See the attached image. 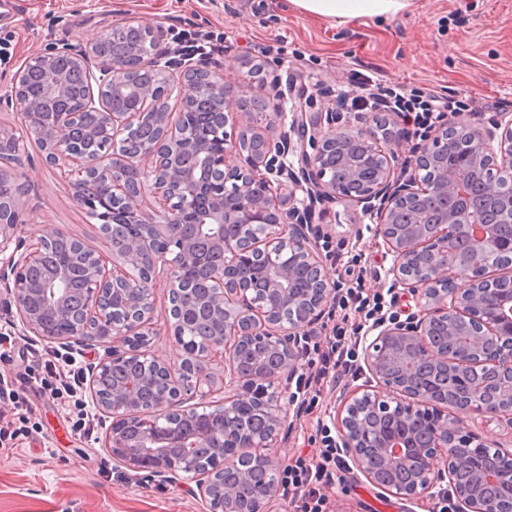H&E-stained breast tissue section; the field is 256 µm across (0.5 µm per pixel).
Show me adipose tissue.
Returning <instances> with one entry per match:
<instances>
[{
  "label": "adipose tissue",
  "mask_w": 512,
  "mask_h": 512,
  "mask_svg": "<svg viewBox=\"0 0 512 512\" xmlns=\"http://www.w3.org/2000/svg\"><path fill=\"white\" fill-rule=\"evenodd\" d=\"M302 13L331 22L373 20L397 15L411 0H288Z\"/></svg>",
  "instance_id": "obj_1"
}]
</instances>
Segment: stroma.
<instances>
[{
  "label": "stroma",
  "mask_w": 512,
  "mask_h": 512,
  "mask_svg": "<svg viewBox=\"0 0 512 512\" xmlns=\"http://www.w3.org/2000/svg\"><path fill=\"white\" fill-rule=\"evenodd\" d=\"M136 18L158 28L157 46L195 34L222 37L217 66L236 93L251 58L266 64L270 92L304 93L309 111H331L337 94H359V75L390 88L414 89L457 102L462 120L482 126L497 112L512 113V0H412L391 19L353 20L339 26L305 15L285 0H12L0 13V95L27 55L47 41L82 46L112 23ZM25 241L63 229L94 250L104 244L96 220L74 198L70 183L47 166L35 140L25 142L20 168ZM370 219L353 201L332 204L322 230L331 257L327 273L340 288L365 296L385 294L390 262ZM15 308L0 287V331L8 333L11 361L0 360V378L20 383L31 362L34 339L14 327ZM369 374L358 371L324 386L313 406L301 404L302 384L287 434L272 448L281 460L320 457L335 436L333 417L353 393L364 392ZM28 420L8 415L14 437L0 439V512H201L187 487L116 468L111 480L97 473L111 461L102 430L92 439L73 427L76 408L39 390L26 392ZM415 502L382 494L355 467L329 492L328 512H437L447 492Z\"/></svg>",
  "instance_id": "1"
}]
</instances>
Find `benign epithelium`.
Returning a JSON list of instances; mask_svg holds the SVG:
<instances>
[{
  "label": "benign epithelium",
  "mask_w": 512,
  "mask_h": 512,
  "mask_svg": "<svg viewBox=\"0 0 512 512\" xmlns=\"http://www.w3.org/2000/svg\"><path fill=\"white\" fill-rule=\"evenodd\" d=\"M130 31L145 38L130 49L144 81L110 50ZM108 34L79 49L51 42L28 55L7 94L20 126H0V146H11L0 151L10 157L0 185L20 180L24 136L35 137L77 203L99 216L106 251L83 249L79 296L66 265L34 289L29 274L50 245L76 249L81 241L58 231L23 242L21 201L12 197L0 204V282L8 284L23 334L52 346H107L89 394L110 420L103 447L113 464L195 484L202 512H272L282 499L283 463L266 449L288 432L294 340L313 335L336 300L315 211L348 198L374 220L391 257L390 289H407L414 311L379 318L360 337L377 388L346 401L334 446L374 487L401 499L424 498L446 482L453 512H488L486 485L503 482L512 494V472L487 467L456 444L465 435L486 447L467 431L472 415L512 423V262L498 277L475 272L491 255L512 258V235L499 230L512 223V114L499 112L485 127L453 113L430 115L411 132L416 143L399 178L400 115L361 113L338 133L340 115L306 111L301 93L291 103L281 95L267 110L265 84L253 69L235 99L219 69L174 72L145 51L155 43L150 23L126 19ZM172 82L189 89L180 111L210 103L224 132L221 149L169 111ZM383 121L397 127L385 140L377 134ZM459 134L462 143L448 144ZM230 156L237 164H227ZM431 168L433 176L422 179ZM148 187L158 199L151 212L143 207ZM113 224L127 227L120 241ZM461 232L473 248L469 267L450 258ZM136 264L145 266L139 279L129 273ZM201 265L209 284L203 298L186 282ZM448 280L462 284L436 288ZM158 288L168 291V333L182 351L176 362L149 349ZM187 306L209 315L194 344L177 316ZM467 319L477 325L461 336L456 325ZM189 374L194 388L222 376L224 399L205 415L206 393L184 386ZM251 410L263 417L259 432L241 422ZM200 444L215 449L206 462L192 454Z\"/></svg>",
  "instance_id": "1"
}]
</instances>
